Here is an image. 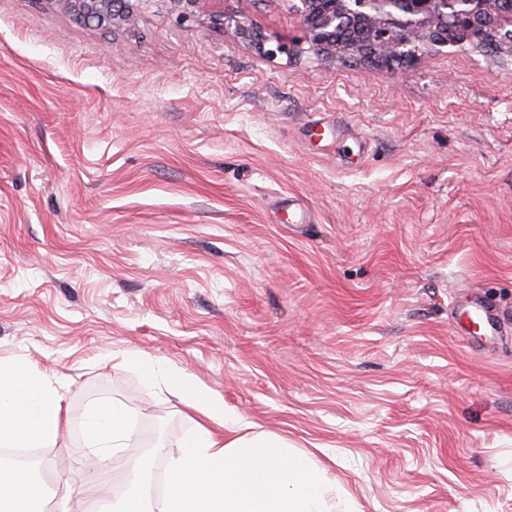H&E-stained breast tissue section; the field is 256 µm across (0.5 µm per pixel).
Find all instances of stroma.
Listing matches in <instances>:
<instances>
[{
	"label": "stroma",
	"instance_id": "stroma-1",
	"mask_svg": "<svg viewBox=\"0 0 512 512\" xmlns=\"http://www.w3.org/2000/svg\"><path fill=\"white\" fill-rule=\"evenodd\" d=\"M269 58L150 9L98 24L0 0V358L64 379L39 449L85 485L163 480L197 415L123 357L192 374L287 437L360 512H512V55L468 45L396 71L305 51L287 0H230ZM128 406L93 466L80 422Z\"/></svg>",
	"mask_w": 512,
	"mask_h": 512
}]
</instances>
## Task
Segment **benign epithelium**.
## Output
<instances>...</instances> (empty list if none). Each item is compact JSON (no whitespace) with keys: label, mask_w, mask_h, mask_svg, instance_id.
I'll list each match as a JSON object with an SVG mask.
<instances>
[{"label":"benign epithelium","mask_w":512,"mask_h":512,"mask_svg":"<svg viewBox=\"0 0 512 512\" xmlns=\"http://www.w3.org/2000/svg\"><path fill=\"white\" fill-rule=\"evenodd\" d=\"M162 3L189 14L202 0H81L99 20L128 21L143 6ZM298 16L308 49L321 57H357L396 69L425 51L469 44L512 55V6L501 0H289ZM224 27L264 54L289 56L294 48L268 39L235 12L220 11Z\"/></svg>","instance_id":"obj_1"}]
</instances>
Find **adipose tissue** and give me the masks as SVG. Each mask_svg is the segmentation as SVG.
Here are the masks:
<instances>
[{
  "instance_id": "ef3b65f1",
  "label": "adipose tissue",
  "mask_w": 512,
  "mask_h": 512,
  "mask_svg": "<svg viewBox=\"0 0 512 512\" xmlns=\"http://www.w3.org/2000/svg\"><path fill=\"white\" fill-rule=\"evenodd\" d=\"M128 365L146 389L164 380L168 389L201 421L167 466L161 512H357L336 499L324 471L293 452L277 434L250 432L228 416L224 401L189 374L155 358L132 353ZM64 381L26 363L0 358V447L44 448L56 442ZM129 409L101 402L82 420L86 447L104 462L130 440ZM47 487L27 468H0V512H43Z\"/></svg>"
}]
</instances>
